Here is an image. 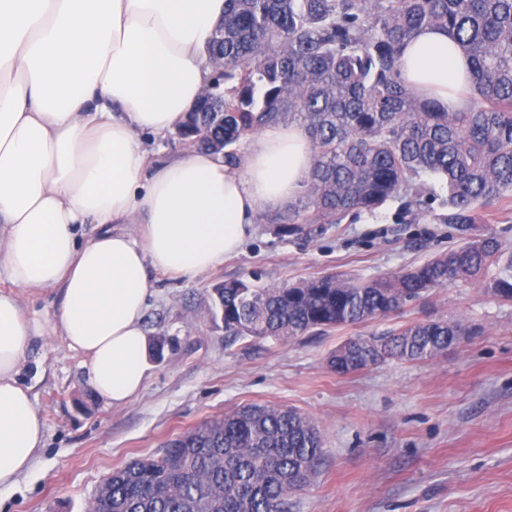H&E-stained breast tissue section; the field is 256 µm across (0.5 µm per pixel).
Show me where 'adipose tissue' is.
<instances>
[{
	"instance_id": "adipose-tissue-1",
	"label": "adipose tissue",
	"mask_w": 512,
	"mask_h": 512,
	"mask_svg": "<svg viewBox=\"0 0 512 512\" xmlns=\"http://www.w3.org/2000/svg\"><path fill=\"white\" fill-rule=\"evenodd\" d=\"M224 0H0V489L43 443L18 379L34 337L52 331L86 358L109 404L143 388L151 271L195 279L221 267L256 217L295 201L314 165L296 123L263 126L240 164L204 150L149 164L144 134L175 131L208 85L203 49ZM471 66L447 29L407 40L401 78L445 111L467 107ZM95 225L90 236L82 226ZM57 289L28 315L19 290Z\"/></svg>"
}]
</instances>
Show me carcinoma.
<instances>
[{"mask_svg":"<svg viewBox=\"0 0 512 512\" xmlns=\"http://www.w3.org/2000/svg\"><path fill=\"white\" fill-rule=\"evenodd\" d=\"M444 27L469 58L475 94L442 112L400 80L403 43ZM206 52L224 60L211 98L176 130L194 149L224 150L270 123L308 132L315 164L286 224H338L389 200H423L424 176L446 186L444 223L461 244L410 269L363 282L325 275L289 287L243 279L211 289L224 335L297 338L382 319L438 288L495 267L488 292L512 302V254L474 235L480 211L512 197V0H225ZM465 335L458 319L372 332V358L426 360ZM323 458L317 426L293 410L247 405L196 426L153 456L113 471L98 512H289Z\"/></svg>","mask_w":512,"mask_h":512,"instance_id":"1","label":"carcinoma"}]
</instances>
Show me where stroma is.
<instances>
[{
	"label": "stroma",
	"mask_w": 512,
	"mask_h": 512,
	"mask_svg": "<svg viewBox=\"0 0 512 512\" xmlns=\"http://www.w3.org/2000/svg\"><path fill=\"white\" fill-rule=\"evenodd\" d=\"M402 212L390 201L338 224L282 232L260 213L253 236L223 266L194 280L153 273L143 323L148 379L126 405L98 397L84 356L54 334L31 341L19 375L44 420L32 469L0 491V512H88L99 484L170 439L247 404L293 408L316 424L319 473L291 512H512V303L483 278L407 303L358 327L293 341H227L211 316L215 283L260 272L283 287L324 274L386 277L459 242L439 221L447 190ZM460 318L473 334L430 360H389L341 375L327 364L347 339L387 328Z\"/></svg>",
	"instance_id": "obj_1"
}]
</instances>
